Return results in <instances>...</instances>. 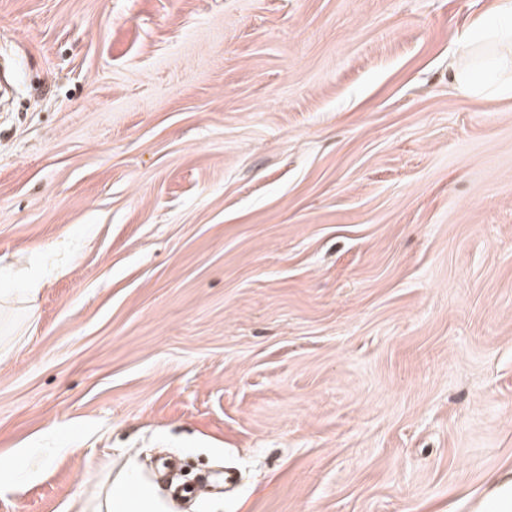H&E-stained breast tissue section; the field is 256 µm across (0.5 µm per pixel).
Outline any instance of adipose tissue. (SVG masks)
Masks as SVG:
<instances>
[{
	"label": "adipose tissue",
	"instance_id": "1",
	"mask_svg": "<svg viewBox=\"0 0 512 512\" xmlns=\"http://www.w3.org/2000/svg\"><path fill=\"white\" fill-rule=\"evenodd\" d=\"M503 15L496 23H476L459 37L462 64L453 67L452 82L467 96H512V63L500 50L512 48V0H501ZM105 512H157L154 488L138 483L135 477L122 476L112 483L104 501Z\"/></svg>",
	"mask_w": 512,
	"mask_h": 512
}]
</instances>
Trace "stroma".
I'll return each instance as SVG.
<instances>
[{
    "mask_svg": "<svg viewBox=\"0 0 512 512\" xmlns=\"http://www.w3.org/2000/svg\"><path fill=\"white\" fill-rule=\"evenodd\" d=\"M497 0H0V512H476L512 481ZM499 10L503 20L498 23L478 22L459 36V51L465 62L452 68L451 78L455 88L465 96L512 97V2L502 0ZM482 43H493L501 48L508 46V62L497 52L477 62L475 51ZM478 63L483 69L494 72L496 77L487 82L479 80L475 73ZM161 457L157 460L159 461ZM169 458V456L164 457L163 461L166 462L165 472L168 489L172 494L193 493L198 500L213 495L214 488L203 481L204 476L198 469H190V466L183 462L182 458L179 461H171ZM105 512H158L154 488L140 484L134 476L117 477L104 501Z\"/></svg>",
    "mask_w": 512,
    "mask_h": 512,
    "instance_id": "stroma-1",
    "label": "stroma"
}]
</instances>
